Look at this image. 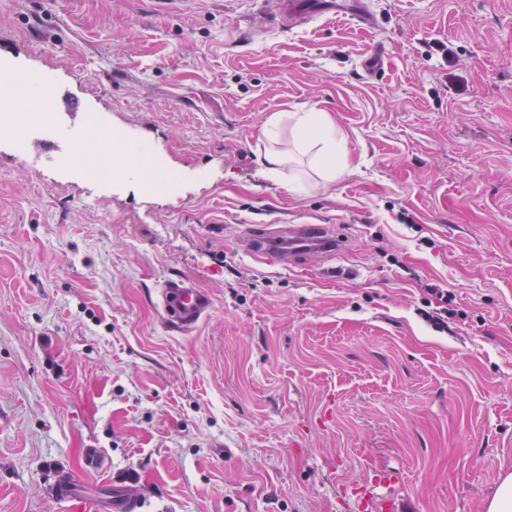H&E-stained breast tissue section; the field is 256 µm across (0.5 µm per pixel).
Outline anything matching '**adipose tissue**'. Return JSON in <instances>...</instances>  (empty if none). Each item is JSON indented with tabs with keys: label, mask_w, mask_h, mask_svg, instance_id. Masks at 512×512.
Returning a JSON list of instances; mask_svg holds the SVG:
<instances>
[{
	"label": "adipose tissue",
	"mask_w": 512,
	"mask_h": 512,
	"mask_svg": "<svg viewBox=\"0 0 512 512\" xmlns=\"http://www.w3.org/2000/svg\"><path fill=\"white\" fill-rule=\"evenodd\" d=\"M289 118L297 143L313 152L326 181H335L340 174L336 157L341 152V140L331 118L324 112H294Z\"/></svg>",
	"instance_id": "ef3b65f1"
}]
</instances>
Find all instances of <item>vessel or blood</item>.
Masks as SVG:
<instances>
[{
    "mask_svg": "<svg viewBox=\"0 0 512 512\" xmlns=\"http://www.w3.org/2000/svg\"><path fill=\"white\" fill-rule=\"evenodd\" d=\"M346 18L369 27L374 23L368 0H278L272 23L306 24L317 19ZM340 239L330 235L324 224H297L288 231L287 246L268 240L265 255L275 264L288 266L297 257L314 255L326 258L341 251ZM208 293L186 281H171L163 289V310L168 325L186 330L196 325L211 309Z\"/></svg>",
    "mask_w": 512,
    "mask_h": 512,
    "instance_id": "b4317fda",
    "label": "vessel or blood"
}]
</instances>
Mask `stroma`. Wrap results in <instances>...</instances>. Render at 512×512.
<instances>
[{"mask_svg":"<svg viewBox=\"0 0 512 512\" xmlns=\"http://www.w3.org/2000/svg\"><path fill=\"white\" fill-rule=\"evenodd\" d=\"M272 0H0V64L48 78L141 176L33 166L0 135V512H485L512 472V0H372L351 21L270 26ZM325 112L344 173L264 177L262 130ZM306 185L289 192L292 176ZM304 221L347 242L266 265L250 234ZM213 297L173 331L159 290ZM448 290V326L423 312Z\"/></svg>","mask_w":512,"mask_h":512,"instance_id":"1","label":"stroma"}]
</instances>
